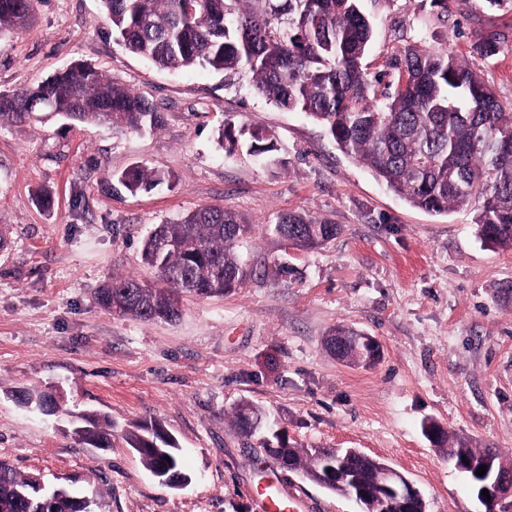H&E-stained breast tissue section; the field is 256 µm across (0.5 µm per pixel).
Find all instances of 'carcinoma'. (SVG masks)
<instances>
[{
	"mask_svg": "<svg viewBox=\"0 0 512 512\" xmlns=\"http://www.w3.org/2000/svg\"><path fill=\"white\" fill-rule=\"evenodd\" d=\"M32 0H0V34L22 28ZM115 40L164 69L230 75L247 69L253 92L285 110L319 123L345 155L362 160L374 176L414 208L446 213L477 204L478 234L492 247L512 249V112L496 98L476 70L446 50L407 47L390 62L394 91L378 92L379 79L364 60L374 22L361 0H100ZM45 111L72 125L96 124L115 131L154 130L163 120L142 95L75 62L20 90L0 91V127L38 119ZM250 148L274 150L273 138L250 133ZM170 182V176L135 166L121 176L131 193ZM279 236L300 250L324 246L338 226L285 214ZM250 231L239 215L221 206H199L184 217L157 225L143 240L141 259L156 280L114 277L95 291L97 303L142 322L174 321L185 296H222L241 286L248 271L233 251ZM348 340L342 356L364 367L378 357L356 352ZM27 407L56 405L49 392H25ZM258 410L236 411L239 430L253 435ZM73 433L81 443L112 447L111 424L80 413ZM148 471L168 463L185 472L180 451L157 422L126 435ZM277 454L327 490L343 495L340 480L324 472L325 448H297L284 439ZM344 465L364 484L381 460L353 454ZM40 479L0 459V512H41Z\"/></svg>",
	"mask_w": 512,
	"mask_h": 512,
	"instance_id": "1",
	"label": "carcinoma"
}]
</instances>
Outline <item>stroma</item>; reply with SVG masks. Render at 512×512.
<instances>
[{
  "instance_id": "35a3bbf8",
  "label": "stroma",
  "mask_w": 512,
  "mask_h": 512,
  "mask_svg": "<svg viewBox=\"0 0 512 512\" xmlns=\"http://www.w3.org/2000/svg\"><path fill=\"white\" fill-rule=\"evenodd\" d=\"M363 0L376 25L370 73L413 45L448 48L512 104V0ZM30 26L0 39V90H18L87 62L148 99L160 129L116 133L58 117L0 128V458L46 483L97 490L103 512H268L277 482L293 512H361L358 503L264 454L234 412L259 406L300 448H356L421 491L426 512H483L434 447V422L512 460V251L476 233L473 206L412 208L325 130L266 102L253 78L162 70L113 38L99 0H33ZM497 38L484 56L478 42ZM241 144L223 151L218 133ZM275 149L247 148L249 131ZM146 166L167 186L138 194L121 174ZM48 189L51 208L34 205ZM201 205L237 212L251 231L235 245L249 275L221 297L188 298L175 322L103 309L94 292L115 276L152 278L142 241ZM297 213L339 227L311 250L275 226ZM288 264V278L275 273ZM373 336V367L331 355L338 325ZM24 390L56 391L62 410L20 406ZM112 422V445L78 442L65 416ZM159 421L182 448L190 482L161 484L123 438Z\"/></svg>"
}]
</instances>
